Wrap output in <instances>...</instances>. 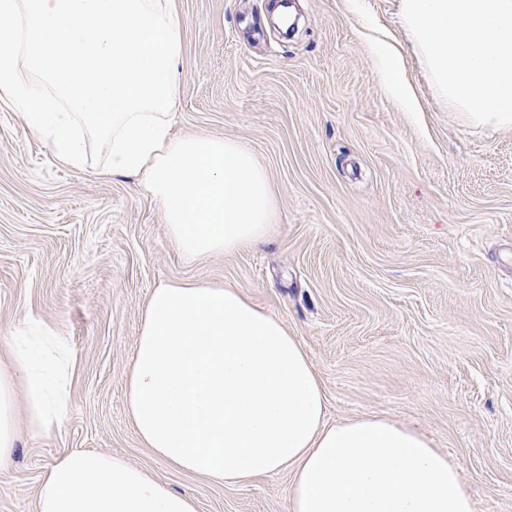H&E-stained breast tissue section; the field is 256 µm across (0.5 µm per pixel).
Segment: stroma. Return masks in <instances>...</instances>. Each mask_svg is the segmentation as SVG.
<instances>
[{
  "mask_svg": "<svg viewBox=\"0 0 512 512\" xmlns=\"http://www.w3.org/2000/svg\"><path fill=\"white\" fill-rule=\"evenodd\" d=\"M176 0L184 51L175 132L249 148L279 223L253 248L194 261L134 178L62 164L0 103V344L53 325L77 359L50 433L20 432L0 469V512H36L42 476L95 449L193 493L198 512H288L289 472L224 486L145 448L124 378L153 288L239 289L283 320L323 385L326 420L384 415L456 459L474 512H512V129L469 125L436 99L414 54L422 109L385 90L373 44L404 42L399 0Z\"/></svg>",
  "mask_w": 512,
  "mask_h": 512,
  "instance_id": "stroma-1",
  "label": "stroma"
}]
</instances>
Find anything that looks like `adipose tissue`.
I'll list each match as a JSON object with an SVG mask.
<instances>
[{"label": "adipose tissue", "instance_id": "1", "mask_svg": "<svg viewBox=\"0 0 512 512\" xmlns=\"http://www.w3.org/2000/svg\"><path fill=\"white\" fill-rule=\"evenodd\" d=\"M389 92L419 109L397 47L377 43ZM76 372L49 324L25 322L0 348V466L18 426L51 432L66 416ZM137 436L171 466L227 486L283 470L289 512H474L458 464L420 430L367 415L325 419L313 365L283 321L239 289L171 283L150 293L125 375ZM37 512H197L123 458L94 449L59 456Z\"/></svg>", "mask_w": 512, "mask_h": 512}]
</instances>
